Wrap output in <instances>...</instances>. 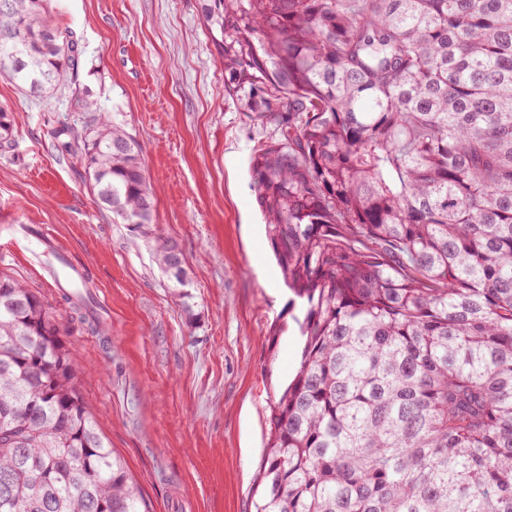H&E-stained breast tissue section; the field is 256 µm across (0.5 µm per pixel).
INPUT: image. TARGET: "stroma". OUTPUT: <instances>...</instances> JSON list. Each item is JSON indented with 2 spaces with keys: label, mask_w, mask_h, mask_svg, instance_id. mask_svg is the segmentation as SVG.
I'll use <instances>...</instances> for the list:
<instances>
[{
  "label": "stroma",
  "mask_w": 512,
  "mask_h": 512,
  "mask_svg": "<svg viewBox=\"0 0 512 512\" xmlns=\"http://www.w3.org/2000/svg\"><path fill=\"white\" fill-rule=\"evenodd\" d=\"M49 21L80 38L87 90L139 143L157 236L184 253L176 289L144 239L112 221L84 168L51 128H82L74 88L29 96L0 76L13 150H0V271L52 304L79 359L77 381L101 433L124 459L150 512H255L268 404L298 366L292 296L267 237L250 157L271 130L224 89V66L196 0H46ZM51 226L112 310L107 334L72 320L19 227ZM288 329L270 341L273 322Z\"/></svg>",
  "instance_id": "stroma-1"
}]
</instances>
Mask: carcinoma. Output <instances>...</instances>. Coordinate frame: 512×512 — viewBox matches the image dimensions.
Instances as JSON below:
<instances>
[{
	"label": "carcinoma",
	"mask_w": 512,
	"mask_h": 512,
	"mask_svg": "<svg viewBox=\"0 0 512 512\" xmlns=\"http://www.w3.org/2000/svg\"><path fill=\"white\" fill-rule=\"evenodd\" d=\"M242 110L303 344L270 405L256 512H512V0H198ZM0 74L75 79L80 39L45 0H0ZM79 157L99 207L143 235L138 144L84 93ZM0 104V148L12 147ZM177 241L150 252L166 270ZM91 331L92 297L63 291ZM42 296L0 273V512H145Z\"/></svg>",
	"instance_id": "1"
}]
</instances>
